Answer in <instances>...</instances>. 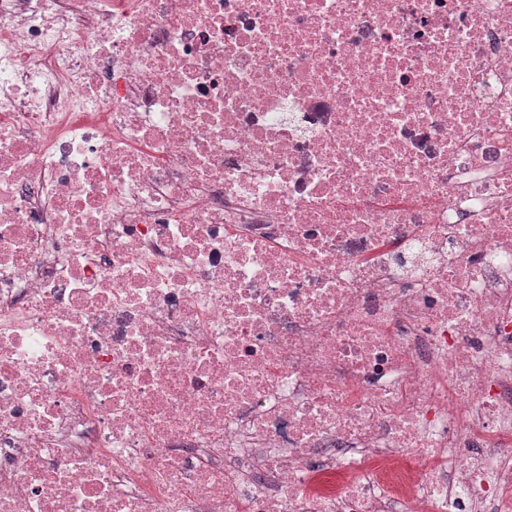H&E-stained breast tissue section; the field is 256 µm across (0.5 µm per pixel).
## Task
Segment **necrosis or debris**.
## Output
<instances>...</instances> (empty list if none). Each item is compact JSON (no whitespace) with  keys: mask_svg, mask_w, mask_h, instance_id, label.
I'll return each mask as SVG.
<instances>
[{"mask_svg":"<svg viewBox=\"0 0 512 512\" xmlns=\"http://www.w3.org/2000/svg\"><path fill=\"white\" fill-rule=\"evenodd\" d=\"M0 512H512V0H0Z\"/></svg>","mask_w":512,"mask_h":512,"instance_id":"obj_1","label":"necrosis or debris"}]
</instances>
